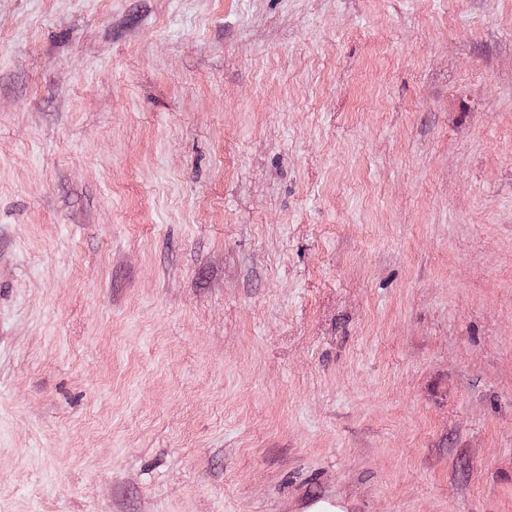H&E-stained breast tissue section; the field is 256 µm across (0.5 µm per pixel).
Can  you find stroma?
I'll use <instances>...</instances> for the list:
<instances>
[{"instance_id":"35a3bbf8","label":"stroma","mask_w":512,"mask_h":512,"mask_svg":"<svg viewBox=\"0 0 512 512\" xmlns=\"http://www.w3.org/2000/svg\"><path fill=\"white\" fill-rule=\"evenodd\" d=\"M512 512V0H0V512Z\"/></svg>"}]
</instances>
